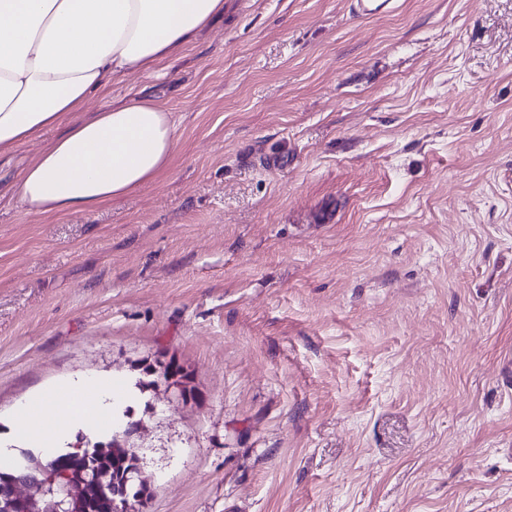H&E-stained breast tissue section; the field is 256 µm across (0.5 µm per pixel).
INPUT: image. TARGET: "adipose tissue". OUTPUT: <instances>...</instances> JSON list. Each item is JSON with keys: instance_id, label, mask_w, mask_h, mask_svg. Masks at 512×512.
<instances>
[{"instance_id": "obj_1", "label": "adipose tissue", "mask_w": 512, "mask_h": 512, "mask_svg": "<svg viewBox=\"0 0 512 512\" xmlns=\"http://www.w3.org/2000/svg\"><path fill=\"white\" fill-rule=\"evenodd\" d=\"M224 0H0V152L62 125L21 175L30 212L93 209L153 181L177 146L169 112L147 100L92 116L80 110L111 79L155 67L189 45ZM121 390L83 381L67 398L22 408L15 429L30 443L60 447L68 432L111 420Z\"/></svg>"}]
</instances>
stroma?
<instances>
[{
	"label": "stroma",
	"instance_id": "obj_1",
	"mask_svg": "<svg viewBox=\"0 0 512 512\" xmlns=\"http://www.w3.org/2000/svg\"><path fill=\"white\" fill-rule=\"evenodd\" d=\"M136 98L177 148L95 210L14 191L61 128L0 156V445L105 380L138 512H512V0H224L83 112ZM392 2L395 1L351 0V10L356 17L368 18L393 9L395 6Z\"/></svg>",
	"mask_w": 512,
	"mask_h": 512
}]
</instances>
